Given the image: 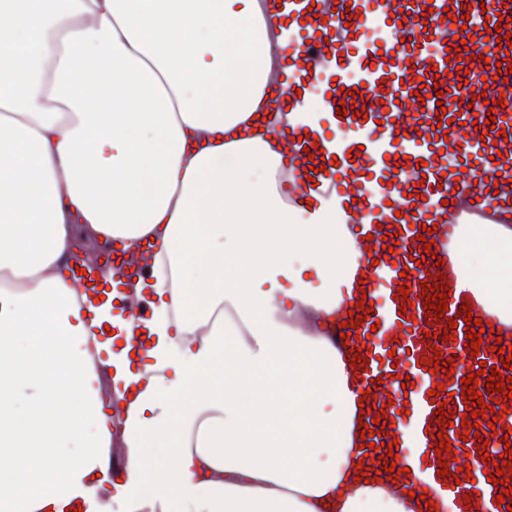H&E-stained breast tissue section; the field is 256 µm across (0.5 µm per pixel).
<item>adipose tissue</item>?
Listing matches in <instances>:
<instances>
[{
  "label": "adipose tissue",
  "instance_id": "obj_1",
  "mask_svg": "<svg viewBox=\"0 0 512 512\" xmlns=\"http://www.w3.org/2000/svg\"><path fill=\"white\" fill-rule=\"evenodd\" d=\"M267 0H0V512H429L360 472L361 286L335 195L280 190ZM456 288L512 341V226L450 224ZM156 256L146 344L65 275L76 235ZM123 345L89 351L90 330ZM207 326L195 342L186 332ZM31 390L20 401L22 390ZM115 404L119 414L106 412ZM127 452L99 495L112 443Z\"/></svg>",
  "mask_w": 512,
  "mask_h": 512
}]
</instances>
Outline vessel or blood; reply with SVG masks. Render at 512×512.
Masks as SVG:
<instances>
[{"label":"vessel or blood","instance_id":"b4317fda","mask_svg":"<svg viewBox=\"0 0 512 512\" xmlns=\"http://www.w3.org/2000/svg\"><path fill=\"white\" fill-rule=\"evenodd\" d=\"M287 17L300 40L281 52L290 73L288 89L274 96L277 108L302 103V94L318 86L349 106L334 115L339 131L359 132L345 145L325 135L299 140L289 135L283 157L295 175L288 191L293 202L308 200L314 183H329L348 204L363 234L369 235L374 263L367 268L370 302L352 327L354 348L363 358L361 386L371 392L372 416L386 414L389 431L373 425L382 442H398L397 468L412 479L402 492L438 502L470 503V512H512V496L498 503L503 484L491 483L493 460H481L477 438L461 439L460 420L471 400L461 399V380L479 363L506 369L505 354L483 339L480 357H472L464 328L440 341L439 358L453 374L431 372L424 357L431 351L427 333L443 334L463 303L449 294L446 317L425 321L422 291L432 277L448 273V241L435 238L431 258L415 263L424 227L437 224H512V90L504 79L512 62L500 47L499 33H512V0H287ZM466 28L454 31L455 17ZM419 23L412 39L397 40L403 22ZM475 50H460V40ZM496 57L490 67L486 57ZM466 85H459V78ZM361 97H353L354 87ZM442 99H435L436 90ZM506 107H498V100ZM496 110H489V103ZM445 113H437V106ZM365 116H357L358 108ZM495 112L494 128L483 117ZM69 278L78 296L96 298L95 262L77 254ZM408 287L409 308H402L400 287ZM382 379L381 388L371 382ZM411 389H404L405 381ZM444 403L452 424L438 426L437 403ZM465 453L472 479L441 477L437 451L440 434Z\"/></svg>","mask_w":512,"mask_h":512}]
</instances>
